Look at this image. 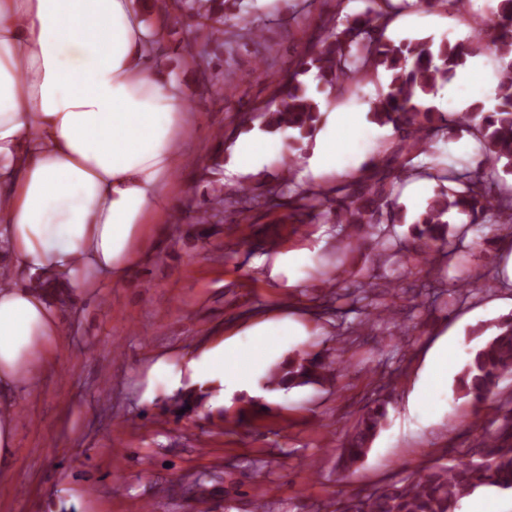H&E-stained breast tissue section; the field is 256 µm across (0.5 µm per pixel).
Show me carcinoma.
Segmentation results:
<instances>
[{
	"mask_svg": "<svg viewBox=\"0 0 512 512\" xmlns=\"http://www.w3.org/2000/svg\"><path fill=\"white\" fill-rule=\"evenodd\" d=\"M226 0H171L170 7L179 16L210 29L204 43L192 39L184 46L187 58L195 62L212 55L221 47L239 39L262 36L271 12L250 17H231L224 13ZM363 7L352 13H336L322 21L308 58L300 68L286 74L281 83L288 86L284 96L273 92L259 108L265 128L307 136L320 121V102L308 91L299 76L316 69V79L330 91L347 93L370 75L382 69L389 73V91L374 110L376 120L391 124L399 132L393 148V160L371 169L364 179H346L321 186L294 181L299 157L288 154L281 164V175L267 190L265 205L283 210L286 220L299 223L343 225L342 246L353 250L372 241L378 267L394 260L403 268L402 276L417 269L419 277L407 288L413 298L433 303L444 294L464 296L460 290L446 289L441 258L453 254V240L468 233L487 239L485 229L508 231L512 235V189L500 187L503 176L512 175V0H498V22L491 36L500 57L505 60L493 109L477 105L462 116L470 124L479 144L476 155L466 165L444 161L439 141L451 140L457 119L423 101L438 86L448 83L465 63L466 57L481 52L484 38L465 43L445 42L437 48L419 47L387 35L394 18L416 4H446L456 11L465 9L464 0H360ZM207 79L219 89L236 87L232 71L215 70ZM427 179L437 184L435 195L409 231V244L397 241L391 225L397 220L386 217L393 208L401 184L406 179ZM251 188L225 194L215 190L213 197L192 217L191 226L200 238L209 236L210 225L221 222L224 213L239 214L248 209ZM459 213L467 226L450 229L448 216ZM397 284L383 273L365 281L343 282L329 302L342 298L359 305L364 318L346 328L352 334L377 319L393 321L391 308L382 302ZM493 332L480 328L474 335L482 338L469 352L456 389L464 397L481 403L498 395L500 380L512 373V318L491 325ZM341 358L330 355L296 354L274 365L265 377L269 390L288 391L310 384H332L336 364ZM497 427L463 448L448 464L434 465L400 482L387 484L366 495L339 504L337 512H457L462 499L483 487L512 490V399L498 403ZM385 403L367 408L346 434L340 462L346 469L362 460L385 418Z\"/></svg>",
	"mask_w": 512,
	"mask_h": 512,
	"instance_id": "obj_1",
	"label": "carcinoma"
}]
</instances>
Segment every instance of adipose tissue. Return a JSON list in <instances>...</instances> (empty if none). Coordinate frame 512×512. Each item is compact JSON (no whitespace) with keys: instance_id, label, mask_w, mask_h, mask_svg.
<instances>
[{"instance_id":"1","label":"adipose tissue","mask_w":512,"mask_h":512,"mask_svg":"<svg viewBox=\"0 0 512 512\" xmlns=\"http://www.w3.org/2000/svg\"><path fill=\"white\" fill-rule=\"evenodd\" d=\"M161 27L141 0H0V469L13 448L11 405L34 383L33 356L59 333V308L36 287L53 272L72 293L126 278L146 226L170 208L173 173L190 124L183 96L159 70ZM356 112L330 113L302 177L357 156ZM270 144L237 141L230 171L262 169ZM289 320L262 321L248 342L224 341L187 367L224 394L252 393L288 342Z\"/></svg>"}]
</instances>
